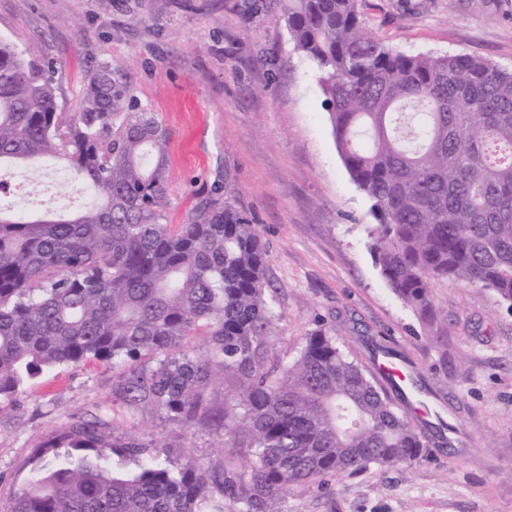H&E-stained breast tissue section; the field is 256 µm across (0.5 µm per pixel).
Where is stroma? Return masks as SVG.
<instances>
[{"label": "stroma", "mask_w": 512, "mask_h": 512, "mask_svg": "<svg viewBox=\"0 0 512 512\" xmlns=\"http://www.w3.org/2000/svg\"><path fill=\"white\" fill-rule=\"evenodd\" d=\"M372 34L410 53H462L512 69V0H360ZM273 0H0V39L53 62L58 109L75 111L89 67L133 77L135 94L172 131L169 223L229 201L259 225L279 315L277 348L295 355L324 320L345 352L357 331L385 332L445 390L473 452L433 449L409 464L290 495L288 512H512V310L488 289L434 290L448 336L380 276L375 219L336 149L317 75L292 50ZM112 407V368L79 364L38 378L0 411V498L29 457L68 423ZM146 438L181 466L220 464L219 437L151 419Z\"/></svg>", "instance_id": "35a3bbf8"}]
</instances>
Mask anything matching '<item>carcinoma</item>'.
Listing matches in <instances>:
<instances>
[{
  "label": "carcinoma",
  "instance_id": "obj_1",
  "mask_svg": "<svg viewBox=\"0 0 512 512\" xmlns=\"http://www.w3.org/2000/svg\"><path fill=\"white\" fill-rule=\"evenodd\" d=\"M274 2L370 202L392 293L432 341L448 335L439 285L477 284L512 307V70L393 49L359 0ZM52 74L0 40V167L63 160L91 192L68 216L0 203V411L48 372L103 363L123 413L75 420L37 449L0 512H285L298 489L450 445L451 421L414 422L403 388L381 385L325 325L296 356L276 350L259 226L218 200L166 223L171 131L123 68L95 65L69 114ZM358 339L368 360L409 366L418 390L447 400L392 337ZM146 412L221 437L224 462L175 468L165 446L109 440Z\"/></svg>",
  "mask_w": 512,
  "mask_h": 512
}]
</instances>
